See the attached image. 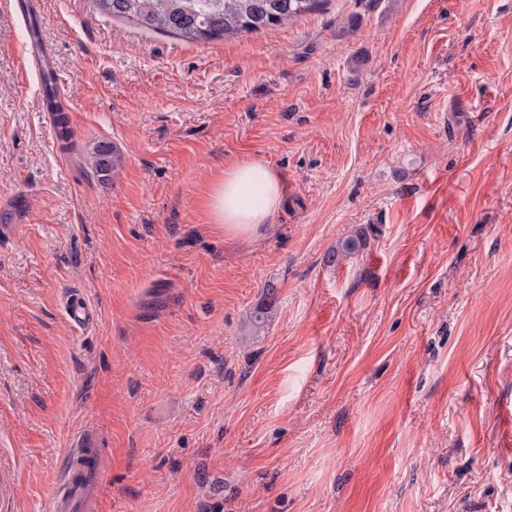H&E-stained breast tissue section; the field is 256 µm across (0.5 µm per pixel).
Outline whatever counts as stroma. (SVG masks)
<instances>
[{
  "label": "stroma",
  "mask_w": 512,
  "mask_h": 512,
  "mask_svg": "<svg viewBox=\"0 0 512 512\" xmlns=\"http://www.w3.org/2000/svg\"><path fill=\"white\" fill-rule=\"evenodd\" d=\"M0 0V512L67 449L99 512H512V0H329L185 41ZM117 147L107 178L95 145ZM285 177L250 238L236 163ZM351 237L352 257L328 262ZM79 292L99 320H66ZM257 188L262 191L258 201L252 197ZM285 201L281 173L270 165L247 161L224 170V178L210 190L208 207L212 224L223 227L224 235L239 238L256 234Z\"/></svg>",
  "instance_id": "35a3bbf8"
}]
</instances>
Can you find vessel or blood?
Returning a JSON list of instances; mask_svg holds the SVG:
<instances>
[{"mask_svg":"<svg viewBox=\"0 0 512 512\" xmlns=\"http://www.w3.org/2000/svg\"><path fill=\"white\" fill-rule=\"evenodd\" d=\"M66 317L73 326L86 329L97 320V313L82 294H69L64 304ZM102 474L98 450L87 442L66 451V465L47 512H96Z\"/></svg>","mask_w":512,"mask_h":512,"instance_id":"vessel-or-blood-1","label":"vessel or blood"}]
</instances>
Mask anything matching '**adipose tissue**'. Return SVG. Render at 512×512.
Here are the masks:
<instances>
[{
	"label": "adipose tissue",
	"mask_w": 512,
	"mask_h": 512,
	"mask_svg": "<svg viewBox=\"0 0 512 512\" xmlns=\"http://www.w3.org/2000/svg\"><path fill=\"white\" fill-rule=\"evenodd\" d=\"M260 198H253V191ZM286 201L285 180L270 165L247 161L224 171L209 193L208 207L213 223L233 238L254 235Z\"/></svg>",
	"instance_id": "adipose-tissue-1"
}]
</instances>
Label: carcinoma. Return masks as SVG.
Instances as JSON below:
<instances>
[{
	"instance_id": "carcinoma-1",
	"label": "carcinoma",
	"mask_w": 512,
	"mask_h": 512,
	"mask_svg": "<svg viewBox=\"0 0 512 512\" xmlns=\"http://www.w3.org/2000/svg\"><path fill=\"white\" fill-rule=\"evenodd\" d=\"M100 14L141 29L185 41L223 40L282 26L321 10L326 0H90ZM121 154L98 144L91 156L95 171L109 175Z\"/></svg>"
}]
</instances>
